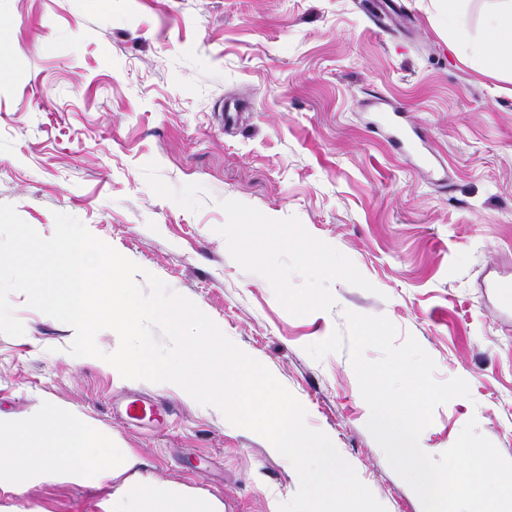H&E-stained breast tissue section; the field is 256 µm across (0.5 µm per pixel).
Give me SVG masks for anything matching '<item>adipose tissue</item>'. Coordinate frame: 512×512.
Masks as SVG:
<instances>
[{
    "mask_svg": "<svg viewBox=\"0 0 512 512\" xmlns=\"http://www.w3.org/2000/svg\"><path fill=\"white\" fill-rule=\"evenodd\" d=\"M464 0H435L439 20L451 29L458 48L480 71L491 73L512 65V0H494L483 18L484 33L472 40L456 20ZM51 426L56 442L48 447L29 443L38 426ZM133 463L125 449L112 445L82 414L46 408L39 417L0 415V486L23 491L48 478L78 484L99 483L119 476ZM104 512H217L215 505L186 499L177 489L150 480L123 486L104 505Z\"/></svg>",
    "mask_w": 512,
    "mask_h": 512,
    "instance_id": "obj_1",
    "label": "adipose tissue"
}]
</instances>
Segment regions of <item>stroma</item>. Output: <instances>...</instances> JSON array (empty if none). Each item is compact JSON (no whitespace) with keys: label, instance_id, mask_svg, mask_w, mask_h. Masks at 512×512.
I'll return each instance as SVG.
<instances>
[{"label":"stroma","instance_id":"35a3bbf8","mask_svg":"<svg viewBox=\"0 0 512 512\" xmlns=\"http://www.w3.org/2000/svg\"><path fill=\"white\" fill-rule=\"evenodd\" d=\"M0 0V203L42 237L55 213L191 299L266 366L386 512H423L369 432L348 349L308 345L353 311L414 337L434 377L469 397L438 406L430 455L469 420L512 460V71L464 62L433 0ZM380 96L422 127L419 169L373 128ZM9 301L0 411L77 410L138 472L278 512L294 468L261 435L167 382L74 357L72 329ZM144 396L167 425L129 419ZM110 486L0 490V512H102Z\"/></svg>","mask_w":512,"mask_h":512}]
</instances>
